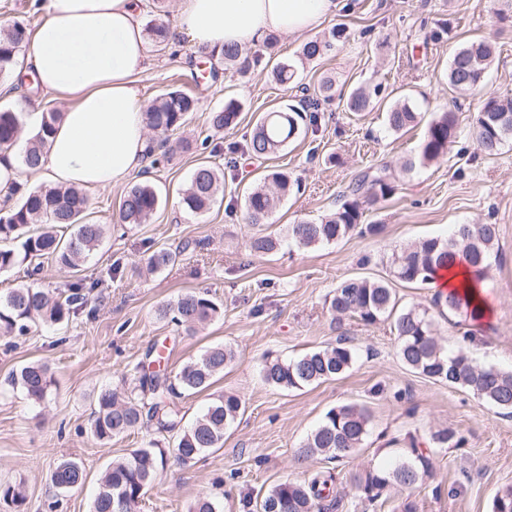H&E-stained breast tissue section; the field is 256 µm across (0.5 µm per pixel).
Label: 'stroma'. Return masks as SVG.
Segmentation results:
<instances>
[{
	"label": "stroma",
	"mask_w": 512,
	"mask_h": 512,
	"mask_svg": "<svg viewBox=\"0 0 512 512\" xmlns=\"http://www.w3.org/2000/svg\"><path fill=\"white\" fill-rule=\"evenodd\" d=\"M339 26L345 38L300 65L296 76L310 87L335 77L338 99L323 105L318 124L302 129L276 155H243L258 117L295 101L294 89L272 77L275 60L295 58L306 41ZM483 37L497 47L486 88L512 97V0H341L317 29L278 36L275 58L264 59L248 76L223 70L200 84L192 80L198 65L188 46L151 44L153 67L141 83L142 97L149 102L180 86L196 90L200 106L179 131L192 147L151 171L162 204L150 223L128 229L117 222L124 194L142 179L130 175L90 194L89 221L107 227L99 248L75 269L51 260L42 264L36 280L56 292L79 278L98 280L89 313L38 326L23 337L0 336V484L25 489L23 505L0 501V512H90L109 464L151 440L171 446L170 434L147 427L105 446L89 433L97 393L108 386L127 390L131 370L153 344L164 347L171 371L217 344L236 353L209 390L181 399L184 423L224 393L238 395L245 411L226 430L223 447L187 463L169 459L141 512H188L202 496L220 501L223 512H259L252 503L258 493L326 468V461L299 459V448L329 409L352 403L368 407L371 424L364 447L335 466L334 512H397L407 501L417 512H490L494 493L512 485V416L410 371L399 358L390 322H337L327 303L344 279L388 277L393 252L448 236L457 224L497 225V258L486 277L491 318L474 327L468 344L457 316L435 322L446 349L462 346L480 364L512 370V141L498 155L484 154L472 134L477 100L455 96L446 81L453 50ZM361 85L380 86L382 95L373 111L357 116L344 110L341 98ZM232 99L241 105L237 125L214 132L208 112ZM406 99L422 121L392 132L386 110ZM449 109L458 116L455 142L435 162L416 164L427 121ZM205 162L223 167L224 195L208 212L195 214L180 199L194 169ZM384 165L397 175L396 191L363 215L364 223L380 225V233L311 248L289 239V225L320 220L348 199L355 178ZM275 170L297 179L299 188L266 226L282 237L281 248L259 256L249 248L255 228L246 219L244 199ZM154 245L182 253L173 265L147 275L143 269ZM188 291L209 292L224 309L190 336L157 314L161 304ZM341 337L357 353L343 376L290 391L264 383L267 358H292ZM31 361L47 363L54 378L41 405L7 384L13 370ZM445 427L458 431L464 443L436 449L432 471L417 487L391 494L378 510L358 497L353 476L394 461L409 436L426 440ZM64 459L84 465L87 478L79 490L61 492L50 483Z\"/></svg>",
	"instance_id": "stroma-1"
}]
</instances>
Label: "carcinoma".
<instances>
[{
  "mask_svg": "<svg viewBox=\"0 0 512 512\" xmlns=\"http://www.w3.org/2000/svg\"><path fill=\"white\" fill-rule=\"evenodd\" d=\"M343 34L334 30L330 36L304 43L301 56L314 60L330 49L333 40ZM29 41L24 26L14 24L0 29V74L16 69L17 58ZM496 54L493 41H473L457 49L448 67V86L460 93L480 94V105L474 117V133L480 149L496 155L512 139V97L501 98L484 91L485 79ZM263 54L249 57L237 47L224 50V67L241 74L260 65ZM295 66L280 61L272 70L273 79L291 83ZM380 89H353L345 99V111L370 112ZM336 94L335 81L322 80L313 94L302 93L299 105L266 113L257 122L245 151L256 158L268 157L282 148L298 132L304 121L317 124L321 103ZM198 99L171 90L158 96L149 105V126L154 132L156 150L166 147L171 132L180 129L197 111ZM241 111L237 100L209 113V127L216 133L236 125ZM419 112L409 103L393 106L387 112V127L399 132L417 123ZM20 113L13 108H0V149L11 148L20 138ZM458 134L456 114L440 113L427 126L419 162L431 163L447 153L449 144ZM45 137L38 135L28 141L22 165L34 170L41 163ZM293 187L288 173L273 171L256 185L245 198L246 217L252 224H266L280 201ZM395 191V176L388 167L362 174L350 188V198L320 221H300L288 227V236L302 247L335 243L348 237L359 226L365 208L386 200ZM224 194V170L212 163L198 165L183 192L182 204L195 213L206 212ZM15 204L0 211V275L23 273L20 281L6 294H0V335L26 336L40 324H59L80 314L88 304L90 291L98 283L79 279L53 296L30 281L41 269L42 260L51 259L65 267L76 268L102 243L105 227L85 221L90 198L76 186L40 187L30 189L24 183L9 193ZM160 205L155 185L149 181L134 184L126 191L119 209V221L130 226L150 222ZM71 228L69 238L61 241L58 229ZM496 224H459L451 238H429L392 254L393 276L404 283H427L435 272L457 255L464 256L467 265L479 277H486L492 263L497 241ZM280 246L278 236L260 232L251 241L254 253L275 252ZM180 252L160 248L148 257L152 270L162 269L176 261ZM434 306L440 313L450 311L473 322L480 320L482 308L469 293L437 295ZM336 316L350 315L366 325L393 319L403 364L416 374L435 382L461 388L482 399L489 406L512 415V371L474 363L462 348L455 352L445 349L436 336L435 321L429 309L399 307L396 293L383 281L351 278L342 281L333 291L329 304ZM223 313L222 305L207 294L190 291L173 303L162 305L158 315L184 328L188 334ZM233 351L217 345L207 348L183 364L175 374L162 368L164 356L150 347L145 360L134 367L133 390L140 396L125 399L111 389L101 390L90 422L91 436L102 445L123 437L137 427L152 425L159 433L175 434L172 451L182 461L194 460L205 452L224 444V432L243 410L241 399L226 393L214 399L201 416L187 429L180 428L182 417L177 399L192 396L210 388L215 378L224 373L232 361ZM354 350L340 338L321 349L308 351L291 359H273L261 369L263 381L276 389L293 390L321 383L347 372L355 363ZM8 385L20 390L36 405L47 399L54 379L47 363L29 362L13 372ZM371 423L367 407L341 405L326 412L321 423L307 436L300 447L299 457L340 461L356 454L364 445ZM464 439L452 428L435 431L430 437L432 447L425 448L417 438L410 437L406 458L389 467L371 468L355 479L360 497L372 505L382 504L390 486L413 487L428 471L435 448L462 445ZM167 451L158 443L131 450L123 460L107 468L99 479L92 512H140L147 487L164 467ZM86 478L83 465L73 459L59 462L51 474L53 487L71 491L82 486ZM335 474L318 470L302 483L284 481L272 486L260 498V512H323L324 501L333 492ZM492 512H512V485L499 489L492 500Z\"/></svg>",
  "mask_w": 512,
  "mask_h": 512,
  "instance_id": "cac0c4a2",
  "label": "carcinoma"
}]
</instances>
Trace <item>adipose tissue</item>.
Returning <instances> with one entry per match:
<instances>
[{
	"mask_svg": "<svg viewBox=\"0 0 512 512\" xmlns=\"http://www.w3.org/2000/svg\"><path fill=\"white\" fill-rule=\"evenodd\" d=\"M45 19L28 62L44 92L67 108L46 138L45 179L113 187L144 169L151 143L140 83L151 68L144 0H41ZM336 0H178L171 37L221 55L269 35H299L335 14Z\"/></svg>",
	"mask_w": 512,
	"mask_h": 512,
	"instance_id": "1",
	"label": "adipose tissue"
}]
</instances>
